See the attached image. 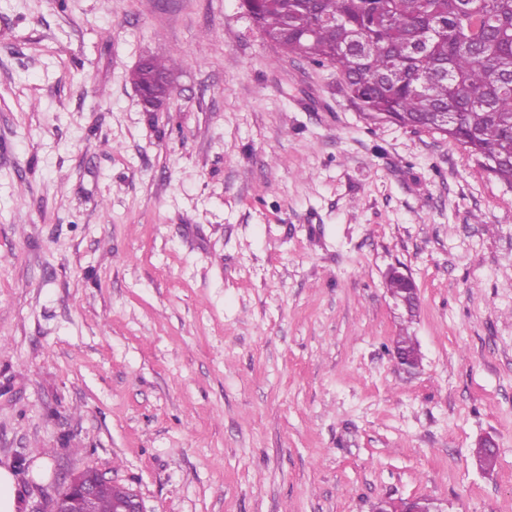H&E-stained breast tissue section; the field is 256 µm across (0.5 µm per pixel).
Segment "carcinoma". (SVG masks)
<instances>
[{
	"label": "carcinoma",
	"mask_w": 512,
	"mask_h": 512,
	"mask_svg": "<svg viewBox=\"0 0 512 512\" xmlns=\"http://www.w3.org/2000/svg\"><path fill=\"white\" fill-rule=\"evenodd\" d=\"M251 18L291 55L336 69L366 116L448 137L512 187V0H262ZM170 71L151 60L135 82ZM397 349L414 364L418 343ZM128 488L109 483L98 512Z\"/></svg>",
	"instance_id": "1"
}]
</instances>
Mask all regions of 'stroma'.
Segmentation results:
<instances>
[{
    "instance_id": "1",
    "label": "stroma",
    "mask_w": 512,
    "mask_h": 512,
    "mask_svg": "<svg viewBox=\"0 0 512 512\" xmlns=\"http://www.w3.org/2000/svg\"><path fill=\"white\" fill-rule=\"evenodd\" d=\"M4 462L28 512L86 467L146 512H512V188L240 0H0ZM157 85V87L151 88H137L133 85L144 107L152 111L160 110L170 98L174 89L168 74L161 78ZM395 345L397 349L403 352L406 357L414 364L420 363V353L418 348V343L414 339L413 336H410L407 332L403 335L397 336L395 340ZM400 351L394 348L393 350V358L396 364L403 370L412 369L409 365L407 359Z\"/></svg>"
}]
</instances>
